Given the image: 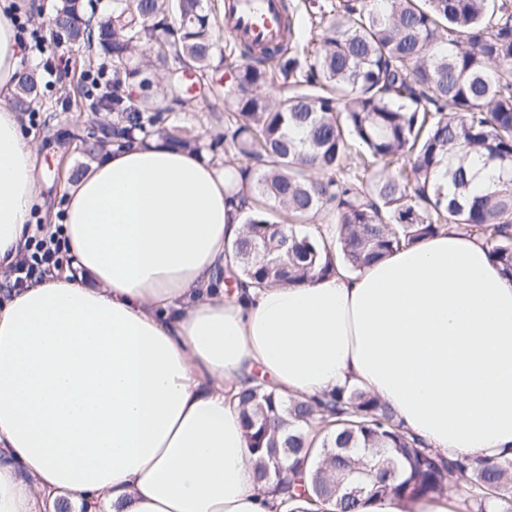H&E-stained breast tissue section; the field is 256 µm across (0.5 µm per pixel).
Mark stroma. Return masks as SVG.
Here are the masks:
<instances>
[{
  "label": "stroma",
  "instance_id": "stroma-1",
  "mask_svg": "<svg viewBox=\"0 0 512 512\" xmlns=\"http://www.w3.org/2000/svg\"><path fill=\"white\" fill-rule=\"evenodd\" d=\"M54 2L8 0L25 45L21 67L41 69L49 64L56 70L48 91L36 103L34 114L22 117L23 132L39 153L38 195L31 209V221L43 225L60 223L68 178L87 163L76 150L73 139L82 134L88 115L63 111L59 103L60 98L66 96L73 78L81 72L87 51L69 44H53L42 55L33 48L35 37L51 34Z\"/></svg>",
  "mask_w": 512,
  "mask_h": 512
}]
</instances>
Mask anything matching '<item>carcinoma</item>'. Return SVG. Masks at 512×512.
I'll use <instances>...</instances> for the list:
<instances>
[{
	"mask_svg": "<svg viewBox=\"0 0 512 512\" xmlns=\"http://www.w3.org/2000/svg\"><path fill=\"white\" fill-rule=\"evenodd\" d=\"M283 9L280 44L233 47L224 134L207 142L172 121L191 100L178 70L223 80L204 0H112L95 18L83 0H60L55 40L112 62V125L80 139L81 154L159 137L197 154L222 145L244 159L227 190L244 213L224 269L229 288L243 277L310 281L329 272L333 255L361 271L446 228L483 239L512 277V0H340L306 43L293 4ZM92 75L76 106L94 114L103 105ZM35 84L33 70L12 98L17 111H34ZM474 159L496 172L478 193ZM322 212L336 221L329 238L304 225ZM234 398L262 489L287 512L440 498L451 482L465 489L459 512H512L511 457L434 450L369 392L283 399L256 377ZM273 448L292 473L286 481Z\"/></svg>",
	"mask_w": 512,
	"mask_h": 512,
	"instance_id": "cac0c4a2",
	"label": "carcinoma"
}]
</instances>
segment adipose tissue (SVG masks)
I'll use <instances>...</instances> for the list:
<instances>
[{"label": "adipose tissue", "instance_id": "adipose-tissue-1", "mask_svg": "<svg viewBox=\"0 0 512 512\" xmlns=\"http://www.w3.org/2000/svg\"><path fill=\"white\" fill-rule=\"evenodd\" d=\"M23 45L0 9V270L28 251L37 153L8 104ZM229 170L156 139L72 184L70 269L0 294V512H282L231 390L360 387L431 447L512 452V278L443 231L362 274L240 288Z\"/></svg>", "mask_w": 512, "mask_h": 512}]
</instances>
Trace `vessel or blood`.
<instances>
[{
  "instance_id": "b4317fda",
  "label": "vessel or blood",
  "mask_w": 512,
  "mask_h": 512,
  "mask_svg": "<svg viewBox=\"0 0 512 512\" xmlns=\"http://www.w3.org/2000/svg\"><path fill=\"white\" fill-rule=\"evenodd\" d=\"M224 30L234 41L259 47L277 44L283 37L280 0H237L224 15Z\"/></svg>"
}]
</instances>
